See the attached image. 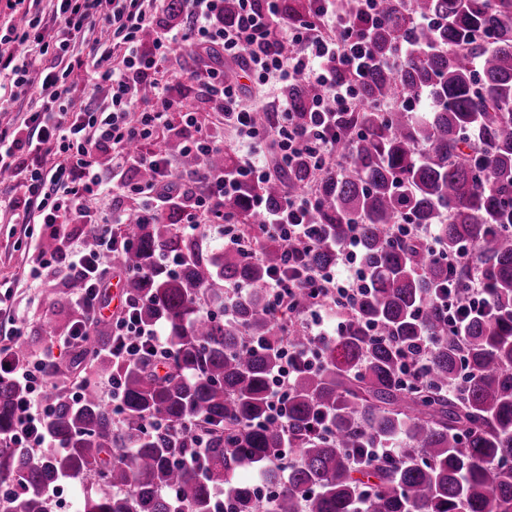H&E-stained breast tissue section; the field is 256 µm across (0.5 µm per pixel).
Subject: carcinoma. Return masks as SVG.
<instances>
[{"instance_id":"1","label":"carcinoma","mask_w":512,"mask_h":512,"mask_svg":"<svg viewBox=\"0 0 512 512\" xmlns=\"http://www.w3.org/2000/svg\"><path fill=\"white\" fill-rule=\"evenodd\" d=\"M282 9L296 22L308 3L284 0ZM380 15L373 50L395 65L373 70L359 86L361 109L340 119L336 171L314 179L300 163L247 188L274 204L283 187L300 193L315 181L323 239L309 264L334 262V245L354 230L373 280L344 333L319 345L320 368L293 380L287 428L264 423L283 329L263 286L282 246L262 242L258 259L237 249L205 256L169 217L132 222L112 231L126 290L142 321L164 326L169 357L114 360L103 352L108 326L96 327L54 374L77 367L120 378V412L91 387L78 404L55 396L47 431L62 447L40 455L0 447V482L21 478L25 488L17 501L0 497V512H50L47 489L63 473L114 490L83 491L80 512H215L218 491L229 512H512V0H382ZM422 18L432 25H418ZM423 96V112L377 109ZM201 165L228 168L232 158L221 150L182 158L186 170ZM224 209L246 241L264 222L245 198ZM403 220L433 227L444 253L472 246L480 265L451 274L418 240L394 241L390 227ZM163 251L185 258L180 271L160 265ZM474 273L493 314L470 319L459 345L443 335L434 291L452 280L463 295ZM240 283L251 297L235 296ZM376 324L384 333L374 337L367 327ZM426 337L434 340L427 377L406 387L401 365L418 361ZM19 396L0 379L2 436L17 425ZM324 415L329 434L317 431ZM198 434L200 473L178 467ZM377 440L398 441L395 454L357 470L353 457ZM285 443L297 456L286 476L277 454ZM245 464L274 486L269 501L234 479Z\"/></svg>"}]
</instances>
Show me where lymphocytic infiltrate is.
<instances>
[{"label":"lymphocytic infiltrate","mask_w":512,"mask_h":512,"mask_svg":"<svg viewBox=\"0 0 512 512\" xmlns=\"http://www.w3.org/2000/svg\"><path fill=\"white\" fill-rule=\"evenodd\" d=\"M178 3L180 26L162 24L157 2ZM21 9L19 22L0 27V76L10 88L37 90L34 109L18 124L0 128V172L9 171L13 185L0 194V212L22 209L27 224L47 225L61 237L63 247L42 253L32 277L64 273L79 280L81 292L72 296L75 317L53 348L22 357L14 337L24 335L23 322H14L9 339L0 340V377L23 389L18 401V425L0 436V447L36 452L53 447L45 423L53 405L48 389L61 387L72 402H80L85 385L73 379L56 384L49 369L56 350L84 346L91 325L107 323L116 357L149 352L166 357L167 338L161 325L143 323L133 301H126L114 319L104 320L101 301L108 262L116 255L113 225L123 223L116 201L130 198L139 205L138 220L149 224L163 214L176 215L182 232L196 241L216 234L225 248L243 243L224 213L225 202L237 199L244 186L272 177L262 160L268 144L278 149L280 170L299 160L320 169L337 164L334 144L338 113L353 108L357 86L374 66L371 33L346 19L343 0H309L308 17L292 23L281 13L282 0H235L232 18L224 16V0H6ZM155 28L151 43L141 34ZM242 62L247 77L274 84L277 106L270 125L256 120L261 107L245 104L237 75L227 74L219 57ZM349 81L338 78V71ZM193 82L194 97L185 101L179 88ZM320 93L297 105L291 88L301 83ZM100 93V101L76 105L85 89ZM304 111V121L293 118ZM172 130L184 155L205 157L223 147L225 129H232L247 146L246 154L229 171L202 167L177 171L168 153L149 148L160 129ZM109 163H102V156ZM151 171L142 180L141 171ZM314 191L284 195L279 206L265 208L254 197V209L264 210L262 238L292 243L281 267L266 282L269 308L284 315L287 301L305 293L306 307L286 330H302L313 344L330 337L328 323L338 309L352 310L369 291L360 240L349 236L336 246L333 265L314 269L296 242H318L321 234L312 219ZM86 220L98 239L87 250L84 235L72 234L73 217ZM466 297L454 289L437 296L448 315V333L458 337L470 317L488 308L480 280L467 285ZM281 364L269 393V421L286 424L289 391L295 373L314 367L311 351L283 346Z\"/></svg>","instance_id":"1"}]
</instances>
